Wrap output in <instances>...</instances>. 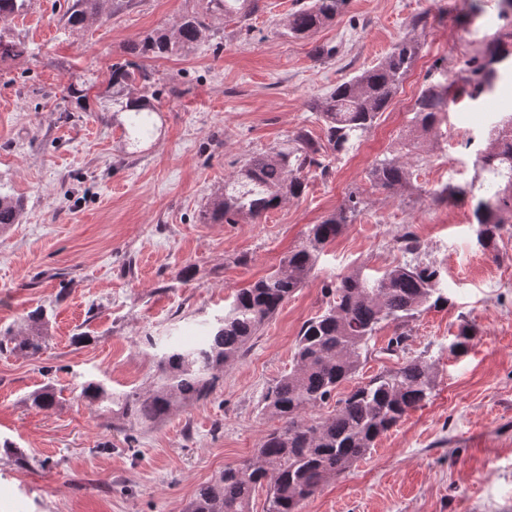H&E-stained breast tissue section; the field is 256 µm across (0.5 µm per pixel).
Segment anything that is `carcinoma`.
<instances>
[{
	"label": "carcinoma",
	"mask_w": 512,
	"mask_h": 512,
	"mask_svg": "<svg viewBox=\"0 0 512 512\" xmlns=\"http://www.w3.org/2000/svg\"><path fill=\"white\" fill-rule=\"evenodd\" d=\"M29 0H0V23L28 8ZM105 0H68L64 28L77 32L101 17ZM224 20L242 23L258 7V0H210ZM347 0H310L289 14L284 29L306 36L336 18ZM207 15H185L170 30L147 35L139 44L145 59L163 58L193 50L209 37ZM28 51L20 40L0 34V59ZM418 53L413 40L398 43L375 65L336 86L324 102L320 116L329 145L336 151L348 148L355 136L367 131L386 111ZM512 69V47L496 41L482 61L470 70L467 83L479 96L492 89L500 71ZM110 84L118 88L112 99L115 111L129 113L127 132L145 129L146 113L155 111L148 96L151 76L128 63L110 67ZM450 85L429 83L419 92L414 106V126L428 131L438 112L446 106ZM287 151L259 155L249 160L241 173L224 185L205 211L212 223H236L247 215L257 218L276 207L285 197H298L305 189L301 173L319 164V148L305 133L294 138ZM480 160L485 176L470 188L455 187L449 194L482 192L473 210L477 239L486 250H495L505 225L512 223V112L498 117L489 131L488 149ZM407 168L395 154L378 157L371 179L379 187L406 183ZM22 204L0 194V227L16 224ZM356 202L341 208L322 223L309 228L305 240L288 254L269 275L241 289L224 315L210 323L205 338L193 347L172 346L158 362L153 389L132 391L114 397L96 382L81 386L80 397L90 404L110 402L129 427L155 424L176 406L207 400L221 380L224 367L239 358L245 346L273 317L282 303L310 277L319 253L336 238L343 225L352 221ZM410 256L404 264L379 275L358 270L325 289L329 298L322 314L307 320L297 339L291 372L281 377L263 397L266 414L282 422L260 442L253 459L224 469L201 485L186 512H250L259 487L267 488L266 512H301L305 500L328 480L344 473L365 457L375 441L412 409L428 399L434 387L433 365L410 358L395 370L382 371L368 383L353 389L336 402L325 417L308 412L321 407L342 383L351 379L367 359L369 343L383 326H403L427 308L448 303L439 287V271L419 258L420 246L413 235L403 238ZM30 333L18 336L0 333V351L36 354L42 349L41 314L31 315ZM472 341L469 326L461 327L451 345L452 353H467Z\"/></svg>",
	"instance_id": "carcinoma-1"
}]
</instances>
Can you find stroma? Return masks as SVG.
<instances>
[{"label": "stroma", "instance_id": "obj_1", "mask_svg": "<svg viewBox=\"0 0 512 512\" xmlns=\"http://www.w3.org/2000/svg\"><path fill=\"white\" fill-rule=\"evenodd\" d=\"M305 2L259 0L243 24L213 15L205 42L161 59L132 48L207 0H124L76 33L61 22L67 0H30L9 23L28 52L0 59V192L23 204L20 223L0 234V330L26 333L38 311L44 320L38 354L0 352V512H185L200 485L278 428L262 398L292 370L325 286L401 263L406 231L439 269L448 304L410 321L403 351L387 352L395 328L383 326L317 414L409 357L432 363L434 389L301 512H512V233L487 252L474 200L435 198L473 181L488 126L512 111V80L476 98L466 85L490 43L512 41V21L497 0H348L310 36L282 34ZM404 39L419 51L388 109L348 152L325 147L324 99ZM125 61L155 78L153 131L136 143L115 138L126 116L109 109V67ZM90 75L81 109L63 88ZM448 80L457 104L405 154L406 186L376 187L372 163L411 138L420 89ZM301 131L324 148L300 197L256 220L207 222L225 182ZM352 192L355 218L206 401L174 408L132 442L118 412L79 399L88 380L113 394L152 389L167 347L201 341L239 289L273 272ZM464 324L475 336L459 357L449 346ZM46 387L57 395L49 410L32 402Z\"/></svg>", "mask_w": 512, "mask_h": 512}]
</instances>
